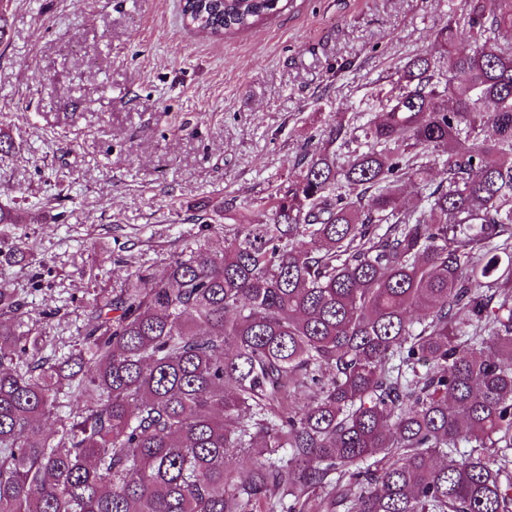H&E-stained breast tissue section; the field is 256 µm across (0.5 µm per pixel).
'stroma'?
I'll list each match as a JSON object with an SVG mask.
<instances>
[{"label":"stroma","mask_w":512,"mask_h":512,"mask_svg":"<svg viewBox=\"0 0 512 512\" xmlns=\"http://www.w3.org/2000/svg\"><path fill=\"white\" fill-rule=\"evenodd\" d=\"M461 0H293L239 33L205 38L181 0H9L0 43V205L39 224L33 261L0 264L58 354L93 294L139 266L160 269L199 234L193 219L265 222L263 198L339 129L350 156L397 70L431 46Z\"/></svg>","instance_id":"stroma-1"}]
</instances>
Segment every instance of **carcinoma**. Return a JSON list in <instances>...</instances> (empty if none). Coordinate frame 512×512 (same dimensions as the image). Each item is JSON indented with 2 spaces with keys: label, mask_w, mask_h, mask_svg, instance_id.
I'll return each instance as SVG.
<instances>
[{
  "label": "carcinoma",
  "mask_w": 512,
  "mask_h": 512,
  "mask_svg": "<svg viewBox=\"0 0 512 512\" xmlns=\"http://www.w3.org/2000/svg\"><path fill=\"white\" fill-rule=\"evenodd\" d=\"M285 7L182 16L220 38ZM462 11L471 39L451 16L408 57L367 150L341 163L331 134L267 224L198 216L224 247L199 237L92 298L67 356L0 290V512H512V0ZM28 253L20 236L0 259Z\"/></svg>",
  "instance_id": "1"
}]
</instances>
